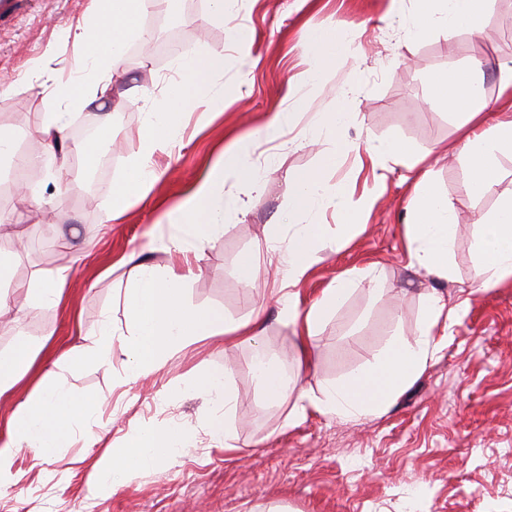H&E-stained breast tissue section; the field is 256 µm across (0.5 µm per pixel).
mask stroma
Here are the masks:
<instances>
[{
    "mask_svg": "<svg viewBox=\"0 0 512 512\" xmlns=\"http://www.w3.org/2000/svg\"><path fill=\"white\" fill-rule=\"evenodd\" d=\"M388 0H225V12L247 34L248 45L229 40L214 19L210 0H172L161 23L144 12L141 27L154 41L175 30L181 47L163 55H124L121 71L106 92L91 90L88 104L72 112L73 126L98 129L102 115L111 128L98 138L106 159L105 187L91 185L83 157L66 147L64 167L38 138L43 113L55 107L57 81L78 70L79 38L90 21L93 0H0V127L17 135L18 152L39 157L38 176L22 201L0 205V220L19 216L20 232L31 236L43 224L50 252L22 253L15 287L0 293V353L21 339L37 347L34 369L9 396L0 398V434L17 406L39 381L61 380L75 401H95L100 439L87 445L75 437L55 457L21 451L12 477L0 484V512H251L270 502L289 512H512V280L493 288L472 281L476 222L512 192V155L497 159L494 191L473 197L465 190L466 169L450 156L461 133L456 120L429 104L430 79L479 61L488 99L500 92L499 66L512 61V0H492L481 32L448 34L434 29L412 38L406 25L388 15ZM314 31L325 41L349 33L320 70L303 37ZM224 56L222 72L206 76L205 91L184 109L183 130L169 153L157 156L164 179L146 200L119 201L113 187L125 177L131 140L144 123L148 96H160L178 79L188 56ZM347 112L350 122L336 137L344 147L337 166L325 158L331 144L313 127L316 114ZM278 112L292 120L287 144L274 146L262 129ZM252 136L251 157L261 176L252 190L232 175L224 192L239 197L224 213V232L186 254L166 252L163 238L180 234L176 216L191 188L239 137ZM309 147L292 146L295 138ZM406 142L423 161L414 170L399 164L372 169L367 148L391 139ZM318 169L332 185L361 197L373 194L362 211V231L336 241L339 216L333 209L307 214L324 235L312 266L295 284L302 304L320 298L336 278L354 279L346 304L310 344L313 365L299 369V339L276 318L272 289L288 280L285 268L266 253L267 238L287 239V226L271 219L287 210L292 174ZM431 171L439 191L453 202L459 231L455 272L450 281L408 265L404 224L418 175ZM122 207L120 217L112 210ZM106 233H98L100 224ZM147 263L187 274L184 302L223 314L225 322L261 321L272 356L290 386L318 389L327 381L373 362L388 336L418 335L421 296L439 290L449 307L465 316L448 327V340L422 374L380 416L346 424L314 414L289 422L295 396L261 402L249 370L253 351L228 348L211 336L184 349L153 373L130 383L121 343L112 345V364H69L66 354L89 347L103 319L125 331L122 306L114 302L136 272L130 254ZM254 255L250 281L238 274L242 256ZM67 269L59 303L31 306L24 282L54 277ZM375 269L382 290L372 293L362 272ZM231 366L229 385L246 410V424L232 423L233 449H225L212 426L209 398L193 387L202 370ZM141 426L182 429L186 446L161 467L141 470L130 485L101 488L97 479Z\"/></svg>",
    "mask_w": 512,
    "mask_h": 512,
    "instance_id": "stroma-1",
    "label": "stroma"
}]
</instances>
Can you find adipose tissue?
I'll return each instance as SVG.
<instances>
[{
    "instance_id": "ef3b65f1",
    "label": "adipose tissue",
    "mask_w": 512,
    "mask_h": 512,
    "mask_svg": "<svg viewBox=\"0 0 512 512\" xmlns=\"http://www.w3.org/2000/svg\"><path fill=\"white\" fill-rule=\"evenodd\" d=\"M166 4L167 0H96L99 20L82 33L89 49L83 60L96 72L117 71L127 41L140 28L138 19L146 2ZM491 0H390L389 13L394 17L412 12L410 32L414 38L428 36L434 27L448 33L479 32ZM223 56L205 60L190 57L180 65L186 74L184 82L169 86L164 102L152 103L138 134L137 148L130 169L116 194L120 198L145 199L153 186L163 179L164 169L154 163L156 154L168 152L180 128L178 106L195 98L202 83L199 74L222 71ZM500 88L502 103L491 104L486 98L477 71L451 70L433 77L431 102L442 105L458 119L462 146L460 162L468 170L466 190L482 196L497 184L499 154L512 153V66H502ZM56 96L60 108L45 112L39 133L46 143L62 139L68 128V111L87 103V83L83 78L59 83ZM254 143L250 137L238 139L222 155L218 164L193 187L184 204L181 220L185 239H173L171 247L203 243L223 232L224 209L233 197L224 194V168L233 166L241 182L257 186L258 178L250 164ZM293 205L282 223L288 226V245L283 249L282 263L288 270L289 283H296L306 273L318 248L322 227L304 223L303 217L316 209H333L341 217L336 227L337 241L359 234L362 201L353 200L342 187L325 182L320 173L304 172L291 179ZM457 235L455 211L450 199L442 194L428 177L415 184L409 202V219L404 238L412 269L449 280L454 275V246ZM473 279L483 288H492L512 279V194L502 196L496 208L480 218L473 243ZM185 279L167 269L139 264L138 275L126 288L118 290L115 300L124 307L128 335L118 338L110 322H102L94 344L71 354L69 361L77 365L92 361L101 365L112 362V344L121 340L127 356L126 378L137 381L198 338L224 336L230 346L251 345L255 356L250 371L256 377L265 402L272 403L288 394V378L268 349L257 324H226L223 317L210 311L186 307L182 302ZM353 281L336 279L321 297L309 307H302L296 293L281 295L279 315L300 338L297 362H310L306 342L317 335L330 316L347 302ZM423 316L418 336L408 338L392 334L375 360L345 377L322 384L318 391H304L293 413L294 421H302L315 412L348 422L384 413L394 397L419 376L437 352L436 339L441 319L455 320L459 310L448 309L444 297L435 291L422 299ZM37 354L26 340L0 355V395L12 391L31 372ZM94 405L75 402L61 383L38 385L34 395L20 403L10 422L7 436L0 438V474L9 468L22 449L36 456L50 458L69 447L76 424H84L88 442L98 436L90 422ZM184 445L179 428L159 431L145 426L135 430L124 450L115 456L108 469L112 484L130 482L139 471L159 467L165 458Z\"/></svg>"
}]
</instances>
